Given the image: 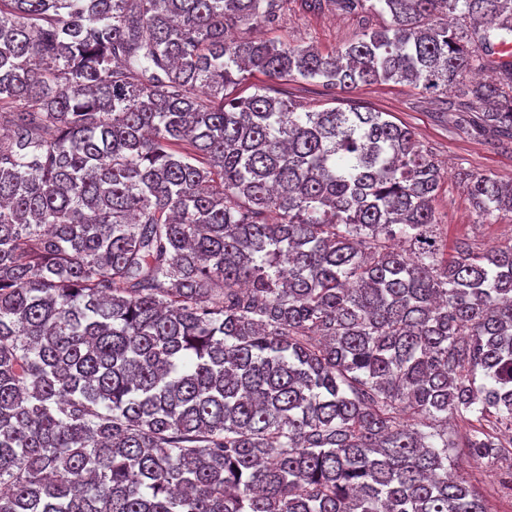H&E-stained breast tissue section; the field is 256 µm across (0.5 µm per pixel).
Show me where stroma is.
Returning <instances> with one entry per match:
<instances>
[{"mask_svg": "<svg viewBox=\"0 0 512 512\" xmlns=\"http://www.w3.org/2000/svg\"><path fill=\"white\" fill-rule=\"evenodd\" d=\"M382 16L350 15L336 10L308 12L297 0L282 13L277 26H239L235 37L261 36L293 45L314 44L331 53L362 31L364 26L382 25ZM361 110L390 113L393 121L411 126L424 148L444 172L434 206L441 218L439 234L447 245L461 238L484 249L512 237V212H496L478 222L472 204L457 183L454 173L460 169L486 174L504 182L512 181V148L495 146L492 136L454 122V112L443 99L432 97L406 83L387 82L362 87L351 95ZM457 471L476 483L486 499L488 512H512V491L499 483V468L460 456Z\"/></svg>", "mask_w": 512, "mask_h": 512, "instance_id": "35a3bbf8", "label": "stroma"}]
</instances>
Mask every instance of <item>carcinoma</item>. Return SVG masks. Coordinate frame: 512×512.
Wrapping results in <instances>:
<instances>
[{"label": "carcinoma", "instance_id": "cac0c4a2", "mask_svg": "<svg viewBox=\"0 0 512 512\" xmlns=\"http://www.w3.org/2000/svg\"><path fill=\"white\" fill-rule=\"evenodd\" d=\"M286 2L0 0V512H487L453 459L512 477V240L444 254L388 113L227 93L407 81L506 145L512 0H301L389 21L226 40Z\"/></svg>", "mask_w": 512, "mask_h": 512}]
</instances>
